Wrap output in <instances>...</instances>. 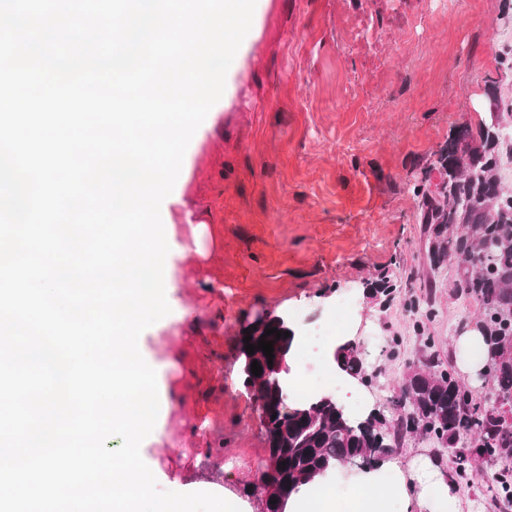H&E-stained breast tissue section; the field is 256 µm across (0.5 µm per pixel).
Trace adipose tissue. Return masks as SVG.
I'll return each mask as SVG.
<instances>
[{
  "label": "adipose tissue",
  "mask_w": 512,
  "mask_h": 512,
  "mask_svg": "<svg viewBox=\"0 0 512 512\" xmlns=\"http://www.w3.org/2000/svg\"><path fill=\"white\" fill-rule=\"evenodd\" d=\"M335 471H328L285 502L283 512H335ZM347 512H448L455 494L428 456H419L410 472H403L398 458L349 477Z\"/></svg>",
  "instance_id": "adipose-tissue-1"
}]
</instances>
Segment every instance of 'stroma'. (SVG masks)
Instances as JSON below:
<instances>
[{
    "label": "stroma",
    "mask_w": 512,
    "mask_h": 512,
    "mask_svg": "<svg viewBox=\"0 0 512 512\" xmlns=\"http://www.w3.org/2000/svg\"><path fill=\"white\" fill-rule=\"evenodd\" d=\"M512 69L502 0H257L251 28L161 205L175 254L170 313L139 349L171 396L141 456L159 489L246 490L267 456L245 398L237 338L257 313L304 328L339 318L361 386L388 418L407 373L446 372L482 403L453 341L481 327L457 269L432 263L420 188L463 125L487 119L488 80ZM402 461L433 458L454 487L448 512H512L498 477L456 474L432 435H404Z\"/></svg>",
    "instance_id": "obj_1"
}]
</instances>
